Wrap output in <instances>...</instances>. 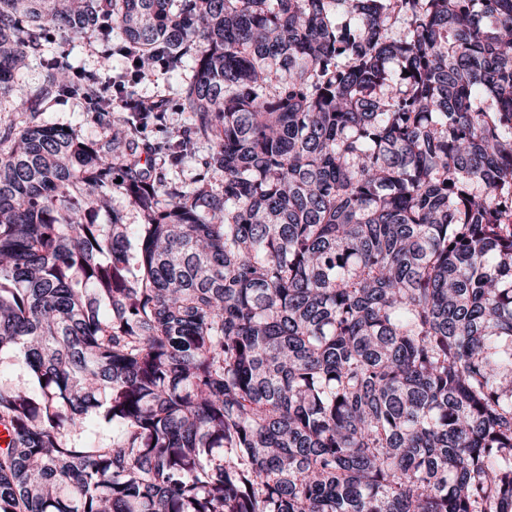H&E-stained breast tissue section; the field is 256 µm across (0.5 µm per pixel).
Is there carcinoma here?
<instances>
[{
    "label": "carcinoma",
    "instance_id": "carcinoma-1",
    "mask_svg": "<svg viewBox=\"0 0 512 512\" xmlns=\"http://www.w3.org/2000/svg\"><path fill=\"white\" fill-rule=\"evenodd\" d=\"M7 98L109 134L0 130V512H512V0H0ZM100 46L91 43L87 37L75 42L70 52V62L77 68L82 70H94L97 66ZM191 74L190 70L182 74H171L157 68L138 83L136 91L141 96L168 98L172 103L177 104L180 92ZM83 110V106L79 102L60 101L46 112H41L40 119L75 130L78 134L89 139H104L108 135L107 129L87 122ZM28 376L12 353L0 355V386L22 388L28 386Z\"/></svg>",
    "mask_w": 512,
    "mask_h": 512
}]
</instances>
